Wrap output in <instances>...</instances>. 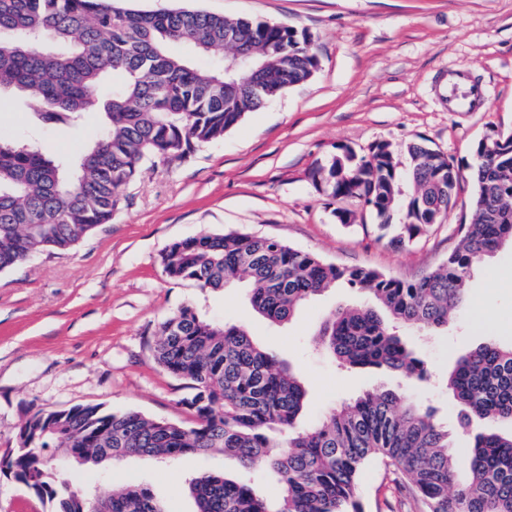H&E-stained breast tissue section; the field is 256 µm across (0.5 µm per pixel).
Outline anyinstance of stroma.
<instances>
[{"label":"stroma","mask_w":512,"mask_h":512,"mask_svg":"<svg viewBox=\"0 0 512 512\" xmlns=\"http://www.w3.org/2000/svg\"><path fill=\"white\" fill-rule=\"evenodd\" d=\"M136 10L187 8L227 17L283 23L307 32L320 67L307 83L248 113L223 140L187 159L145 162L126 190L127 203L65 254H38L0 273V456L17 446L33 413L100 404L151 418L188 420L187 390L153 361L155 327L190 305L205 318L245 325L261 346L297 367L308 388L304 425L364 391L389 388L436 409L465 455L470 431L445 385L466 345L512 341V246L504 245L468 282L467 303L447 333L410 334L431 377L411 382L388 371L343 370L318 347L315 333L340 305L363 304L340 284L306 302L277 326L256 316L245 288L203 291L168 279L160 254L170 243L205 232L238 231L277 238L340 266H365L412 279L442 262L467 220V194L441 224L403 247L382 238L371 217L343 224L313 186L315 164L349 147L416 140L472 160L477 142L512 133V0H121ZM468 73L485 92L475 112H452L440 75ZM96 114L75 129L36 124L31 109L0 99V139H32L75 157L97 135ZM234 475L236 459L192 455L169 464L130 457L112 467L99 494L127 483L153 487L167 512H195L184 490L194 474ZM364 512H415L400 476L378 464L360 477ZM13 475L0 473V512H49Z\"/></svg>","instance_id":"obj_1"}]
</instances>
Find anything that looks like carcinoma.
<instances>
[{"label":"carcinoma","mask_w":512,"mask_h":512,"mask_svg":"<svg viewBox=\"0 0 512 512\" xmlns=\"http://www.w3.org/2000/svg\"><path fill=\"white\" fill-rule=\"evenodd\" d=\"M115 2L0 0V93L28 101L41 125L74 127L97 112L103 126L73 159L0 140V272L39 253L74 248L111 223L144 161L182 160L224 139L247 113L319 68L310 36L284 24ZM174 45L185 52H173ZM198 55L220 57L223 66L200 67ZM402 152L403 161L386 142L360 154L344 148L309 177L338 203L341 223L367 211L401 245L440 223L470 181V216L458 225V245L421 276L397 279L328 264L242 232L172 242L161 252L162 272L211 290L246 279L251 307L276 325L338 283L363 290L376 307L332 310L318 330L322 349L343 368L421 380L427 368L402 331H448L471 274L512 244V133L484 136L465 166L418 141ZM349 201L357 209L342 206ZM148 347L156 364L191 390L181 399L189 423L98 405L38 411L20 427L18 446L0 460V471L51 504L50 512H166L160 495L137 484L105 497L73 483L60 490L42 449L84 452L80 466L96 478L100 467L129 456L176 462L222 452L245 470L263 466L278 497L262 496L244 474L203 471L188 481L196 512H362L359 474L376 462L401 475L423 512H512V432L499 431L512 425V345L467 347L448 372L460 426L474 432L464 458L453 455L451 432L432 407L391 390L365 391L303 426L300 371L244 327L208 320L190 305L162 321Z\"/></svg>","instance_id":"carcinoma-1"}]
</instances>
